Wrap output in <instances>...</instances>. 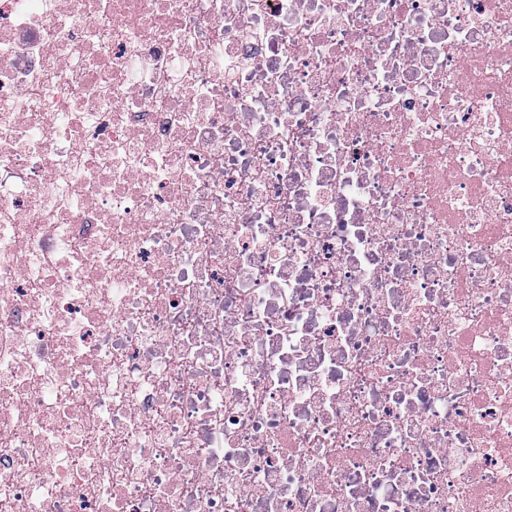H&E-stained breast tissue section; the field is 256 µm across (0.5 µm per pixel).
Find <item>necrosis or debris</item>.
<instances>
[{
  "instance_id": "necrosis-or-debris-1",
  "label": "necrosis or debris",
  "mask_w": 512,
  "mask_h": 512,
  "mask_svg": "<svg viewBox=\"0 0 512 512\" xmlns=\"http://www.w3.org/2000/svg\"><path fill=\"white\" fill-rule=\"evenodd\" d=\"M0 502L512 512V0H0Z\"/></svg>"
}]
</instances>
